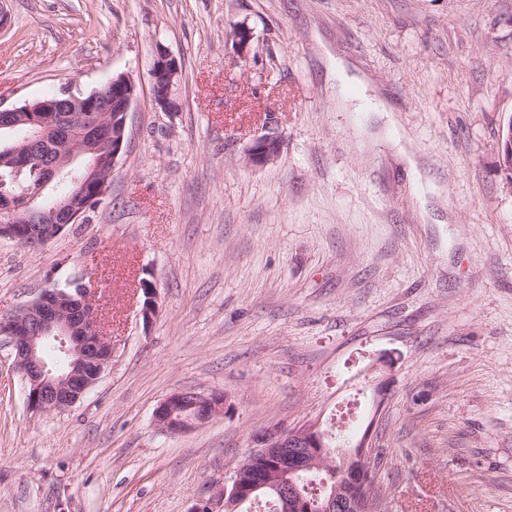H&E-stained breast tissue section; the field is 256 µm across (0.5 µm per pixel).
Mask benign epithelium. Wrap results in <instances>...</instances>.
Segmentation results:
<instances>
[{"instance_id":"benign-epithelium-1","label":"benign epithelium","mask_w":512,"mask_h":512,"mask_svg":"<svg viewBox=\"0 0 512 512\" xmlns=\"http://www.w3.org/2000/svg\"><path fill=\"white\" fill-rule=\"evenodd\" d=\"M180 76L177 59L167 51L157 52L152 67L153 99L163 110L175 108L174 87ZM66 99L44 98L23 107L0 105V130L12 126L14 112L32 113V139L45 140L56 131L64 112H104L112 114V122H94L82 130L79 142L69 154L54 165L32 168L35 159L20 148L12 151V175L15 180L28 174L34 183L25 188L21 205L9 199L0 201V238L18 241L27 239L36 245L49 242L38 237L36 224L51 225V237L61 234L70 224L82 222L85 207L70 196H59L48 208L40 206L46 192L66 176L73 165L86 170L77 191H91L95 198L106 197L124 153L128 113L136 100L135 83L118 76L102 87L84 94L67 88ZM112 142L110 166L102 169L101 146ZM280 150V140L272 133L258 136L248 148L253 164L273 160ZM96 308L91 302V288L70 294L63 288H45L38 298L29 302L11 318L0 319V334L8 338L14 362L27 388V405L33 412L65 411L73 407L101 378L112 362V341L101 335ZM58 343L65 364L50 366L42 356L45 342ZM224 411V395L177 391L161 401L154 410L156 428L166 434H178L201 424ZM327 435L312 423L295 428L273 427L255 437L254 446L238 464L230 486L224 487L219 499L224 510L238 508L264 489L278 495L279 512H375L378 504L372 499L366 469L372 450L367 437L343 453L346 462L343 480L333 486L323 500L305 503L298 476L302 472L321 470L329 462Z\"/></svg>"}]
</instances>
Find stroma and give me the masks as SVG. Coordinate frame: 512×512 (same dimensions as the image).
Listing matches in <instances>:
<instances>
[{"instance_id": "stroma-1", "label": "stroma", "mask_w": 512, "mask_h": 512, "mask_svg": "<svg viewBox=\"0 0 512 512\" xmlns=\"http://www.w3.org/2000/svg\"><path fill=\"white\" fill-rule=\"evenodd\" d=\"M0 16V105L137 87L102 203L38 249L0 239V318L89 274L111 284L112 338L75 406L35 413L0 336V512H222L257 434L329 427L354 401L345 441L378 448L381 512H512V187L496 171L512 0H0ZM161 48L181 67L171 111L152 100ZM330 51L369 89L339 81ZM268 132L279 154L251 164ZM181 390L222 393L223 414L159 432Z\"/></svg>"}]
</instances>
